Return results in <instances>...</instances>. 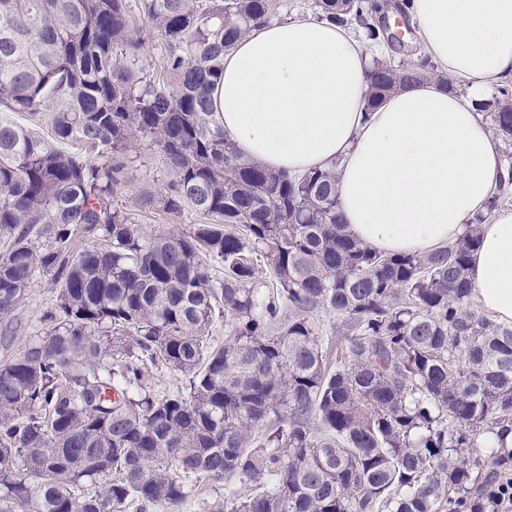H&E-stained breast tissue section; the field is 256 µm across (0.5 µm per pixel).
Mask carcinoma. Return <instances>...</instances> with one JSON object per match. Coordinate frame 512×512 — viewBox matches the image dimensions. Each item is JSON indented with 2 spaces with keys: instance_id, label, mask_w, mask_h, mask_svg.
Masks as SVG:
<instances>
[{
  "instance_id": "obj_1",
  "label": "carcinoma",
  "mask_w": 512,
  "mask_h": 512,
  "mask_svg": "<svg viewBox=\"0 0 512 512\" xmlns=\"http://www.w3.org/2000/svg\"><path fill=\"white\" fill-rule=\"evenodd\" d=\"M129 2L0 0V110L51 128L0 120V319L55 286L0 365V512L175 509L199 476L248 487L211 512H469L481 472L512 460V327L471 303L484 218L431 253L368 248L341 222L336 170L270 171L216 120L224 51L279 0H138L137 20ZM311 8L384 39L377 0ZM430 75L376 61L366 110ZM482 111L511 146L512 86ZM140 137L173 179L139 210L188 208L186 233H148L118 202ZM160 364L177 391L146 386ZM54 292L55 288L50 284L48 277L42 278L30 288L28 295L12 316L13 324L18 327L14 342L10 345L0 342V365L5 364L13 357L18 346L29 334V327L54 303Z\"/></svg>"
}]
</instances>
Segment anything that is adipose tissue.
<instances>
[{"label": "adipose tissue", "mask_w": 512, "mask_h": 512, "mask_svg": "<svg viewBox=\"0 0 512 512\" xmlns=\"http://www.w3.org/2000/svg\"><path fill=\"white\" fill-rule=\"evenodd\" d=\"M406 11L438 77L365 112L374 47L350 28L291 18L225 53L216 116L268 169L335 168L342 220L373 250L448 245L485 214L470 280L482 308L512 323V204L487 208L512 163L478 110L489 90L512 84V0H409Z\"/></svg>", "instance_id": "adipose-tissue-1"}]
</instances>
